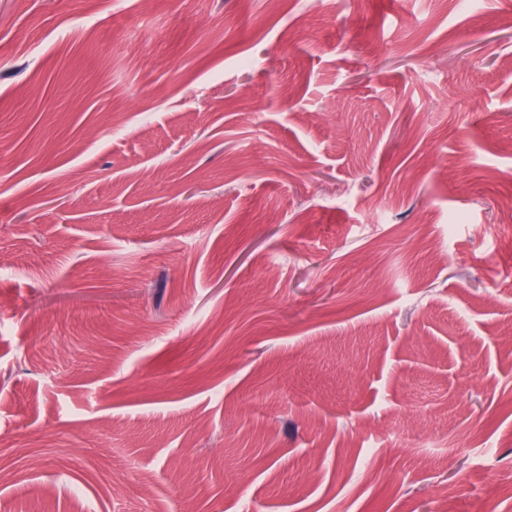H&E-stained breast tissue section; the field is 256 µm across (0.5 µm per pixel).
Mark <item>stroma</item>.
Instances as JSON below:
<instances>
[{
    "instance_id": "stroma-1",
    "label": "stroma",
    "mask_w": 512,
    "mask_h": 512,
    "mask_svg": "<svg viewBox=\"0 0 512 512\" xmlns=\"http://www.w3.org/2000/svg\"><path fill=\"white\" fill-rule=\"evenodd\" d=\"M0 512H512V0H0Z\"/></svg>"
}]
</instances>
